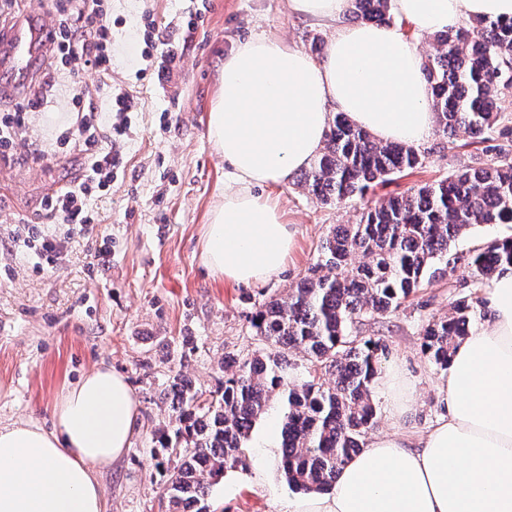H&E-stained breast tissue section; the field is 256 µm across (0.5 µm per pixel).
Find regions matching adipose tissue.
Wrapping results in <instances>:
<instances>
[{
  "label": "adipose tissue",
  "instance_id": "ef3b65f1",
  "mask_svg": "<svg viewBox=\"0 0 512 512\" xmlns=\"http://www.w3.org/2000/svg\"><path fill=\"white\" fill-rule=\"evenodd\" d=\"M412 26L341 24L351 0H288L330 27L321 59L254 33L224 56L207 119L229 168L206 226L203 262L218 278L251 285L279 272L294 233L260 187L288 181L324 146L332 113L383 143L418 146L437 120L417 39L479 17L512 18V0H390ZM485 327L455 348L443 406L416 438L375 437L332 488L289 512H512V267L489 285ZM139 403L108 366L84 373L55 401L53 424L0 425V512H106L99 474L131 446Z\"/></svg>",
  "mask_w": 512,
  "mask_h": 512
}]
</instances>
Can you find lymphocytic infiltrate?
Listing matches in <instances>:
<instances>
[{
    "label": "lymphocytic infiltrate",
    "instance_id": "lymphocytic-infiltrate-1",
    "mask_svg": "<svg viewBox=\"0 0 512 512\" xmlns=\"http://www.w3.org/2000/svg\"><path fill=\"white\" fill-rule=\"evenodd\" d=\"M54 8L58 20L50 32L48 67L69 81L72 118L36 154L46 158L80 155L81 170L72 183L42 200L43 215L54 223L55 232L47 234L27 226L15 235L17 242L35 250L50 264L67 246L70 227L97 223L98 215L90 201L107 195L112 188L113 175L123 162L120 147L112 137L124 133L120 119L132 109L129 96L119 94L111 98L109 113L99 112L83 81L89 70L98 73L104 84L112 77L111 0H55ZM42 105V98L36 96L0 113L1 163L25 161L19 144L27 136L31 112Z\"/></svg>",
    "mask_w": 512,
    "mask_h": 512
}]
</instances>
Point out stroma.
Wrapping results in <instances>:
<instances>
[{
    "label": "stroma",
    "mask_w": 512,
    "mask_h": 512,
    "mask_svg": "<svg viewBox=\"0 0 512 512\" xmlns=\"http://www.w3.org/2000/svg\"><path fill=\"white\" fill-rule=\"evenodd\" d=\"M260 32L306 51L330 34L292 13L288 0H112V90L129 93L137 107L127 118L124 164L112 192L91 202L100 224L75 233L57 264L15 245L12 235L18 218L40 222L42 197L74 180L77 156L0 165V424L51 427L55 400L91 367L103 363L124 375L139 415L127 453L101 477L109 512L161 510L167 473L160 463L168 455L157 438L172 411L159 391L171 372L182 371L203 391L218 389L225 355L269 353L250 326L252 313L307 275L335 225L357 223L367 202L446 179L486 156L484 144L452 140L436 128L419 147L421 166L364 199L325 204L294 178L269 187L294 231L285 266L250 286L215 278L202 261L204 226L228 168L208 139V112L225 53L237 38ZM52 84L28 139L51 140L66 122L68 80L57 75ZM104 243L111 254L101 261ZM469 275L459 264L424 283L396 312L361 326V335L385 341L384 371H398L416 397L413 410L393 421L383 384L374 381L377 423L368 437L396 430L416 436L440 413L443 371L423 353L421 330L447 315L455 281ZM285 411L283 397L274 395L244 443L241 463L213 479L210 512H288L296 492L279 468Z\"/></svg>",
    "instance_id": "35a3bbf8"
}]
</instances>
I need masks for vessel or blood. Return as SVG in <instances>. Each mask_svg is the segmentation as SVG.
<instances>
[{
	"instance_id": "1",
	"label": "vessel or blood",
	"mask_w": 512,
	"mask_h": 512,
	"mask_svg": "<svg viewBox=\"0 0 512 512\" xmlns=\"http://www.w3.org/2000/svg\"><path fill=\"white\" fill-rule=\"evenodd\" d=\"M49 35V25L34 11L16 24L0 28V97L28 81L31 62L46 52Z\"/></svg>"
}]
</instances>
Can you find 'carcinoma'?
<instances>
[{"label": "carcinoma", "instance_id": "carcinoma-1", "mask_svg": "<svg viewBox=\"0 0 512 512\" xmlns=\"http://www.w3.org/2000/svg\"><path fill=\"white\" fill-rule=\"evenodd\" d=\"M356 20L390 25L389 0H352ZM438 48L424 60L430 106L442 133L488 142L491 159L415 192L384 198L356 224L323 240L317 263L285 296L264 300L250 323L278 349L271 356L224 359V386L205 393L181 372L170 376L172 428L162 447L178 459L164 483V512H208V479L242 462L241 448L273 393L287 412L282 470L288 485L324 492L342 465L361 450L376 423L372 385L389 354L380 339L352 327L395 312L423 283L444 277L460 257L452 242L480 224H512V20L476 19L435 34ZM422 163L418 150L375 141L339 113L320 155L300 184L322 202L364 198L374 186ZM470 278L448 297V315L423 327V351L445 369L472 327L479 293L505 265L512 239L473 251ZM300 350L312 371L289 381L286 354Z\"/></svg>", "mask_w": 512, "mask_h": 512}]
</instances>
